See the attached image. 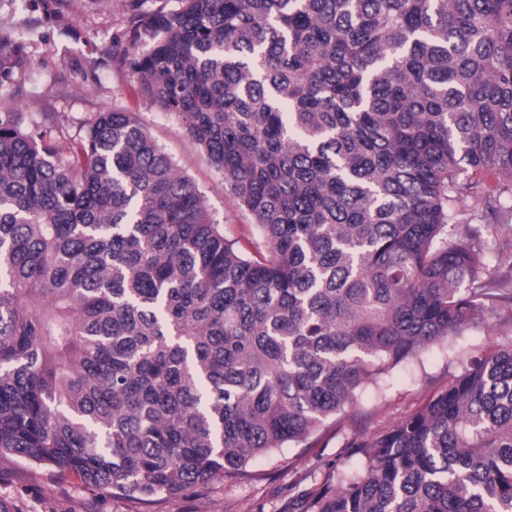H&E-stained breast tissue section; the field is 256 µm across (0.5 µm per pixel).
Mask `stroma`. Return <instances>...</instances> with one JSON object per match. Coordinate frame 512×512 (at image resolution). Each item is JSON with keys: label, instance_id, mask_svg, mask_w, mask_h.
<instances>
[{"label": "stroma", "instance_id": "obj_1", "mask_svg": "<svg viewBox=\"0 0 512 512\" xmlns=\"http://www.w3.org/2000/svg\"><path fill=\"white\" fill-rule=\"evenodd\" d=\"M177 0H43L26 9L18 0H0V37L30 31L31 65L15 107L35 121L58 113L77 133L92 113L120 108L137 114L160 146L173 157L205 198L224 235L258 240L253 217L224 186L180 122L134 90L132 72L123 60L125 32L133 9L177 8ZM500 338L479 324L452 348L434 350L405 362L382 381L361 391L359 414L329 418L299 447L291 445L252 460L251 480H215L207 488L178 495L160 494L150 502L112 496L86 487L69 474L26 459L0 455V497L17 512H288L300 490L315 491L337 473L355 470L361 458L348 443L357 435L373 436L392 428L420 404L447 386L469 359L493 351Z\"/></svg>", "mask_w": 512, "mask_h": 512}]
</instances>
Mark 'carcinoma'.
Instances as JSON below:
<instances>
[{
  "instance_id": "cac0c4a2",
  "label": "carcinoma",
  "mask_w": 512,
  "mask_h": 512,
  "mask_svg": "<svg viewBox=\"0 0 512 512\" xmlns=\"http://www.w3.org/2000/svg\"><path fill=\"white\" fill-rule=\"evenodd\" d=\"M125 60L254 218L224 236L140 123L0 107V454L178 495L307 441L478 322L512 333V0H178ZM30 66L0 40V85ZM496 188L478 216L457 205ZM299 512H512V340Z\"/></svg>"
}]
</instances>
